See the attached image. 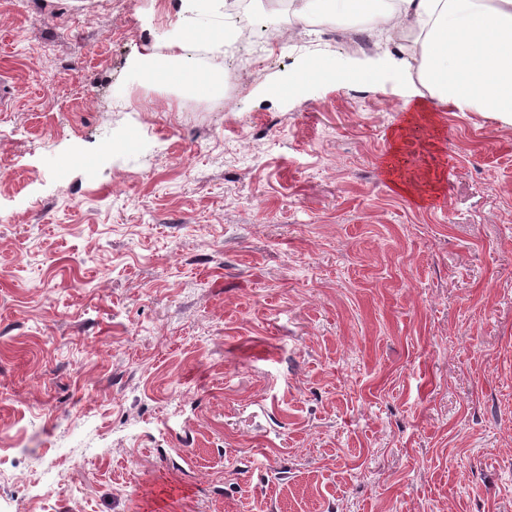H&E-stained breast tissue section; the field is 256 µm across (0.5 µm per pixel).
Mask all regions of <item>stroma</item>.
Masks as SVG:
<instances>
[{"label": "stroma", "mask_w": 512, "mask_h": 512, "mask_svg": "<svg viewBox=\"0 0 512 512\" xmlns=\"http://www.w3.org/2000/svg\"><path fill=\"white\" fill-rule=\"evenodd\" d=\"M244 14L230 97L228 0H0V512H512V124L406 131L402 49ZM308 75L309 77L316 79H320L322 77L331 78L338 83L350 78V74L344 72L332 56H324L316 61Z\"/></svg>", "instance_id": "obj_1"}]
</instances>
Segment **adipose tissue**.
Wrapping results in <instances>:
<instances>
[{"instance_id":"obj_1","label":"adipose tissue","mask_w":512,"mask_h":512,"mask_svg":"<svg viewBox=\"0 0 512 512\" xmlns=\"http://www.w3.org/2000/svg\"><path fill=\"white\" fill-rule=\"evenodd\" d=\"M298 21L334 25L352 16L376 17L388 39L416 49L415 76L429 101L417 103L411 125L433 108L487 112L512 121V0H292Z\"/></svg>"}]
</instances>
